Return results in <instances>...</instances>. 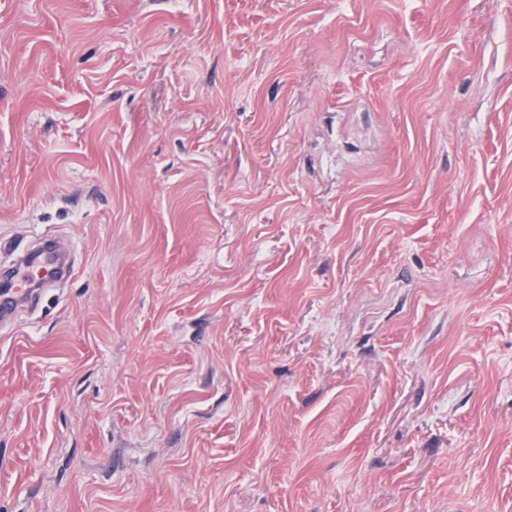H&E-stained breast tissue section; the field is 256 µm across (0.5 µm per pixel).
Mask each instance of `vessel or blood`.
Instances as JSON below:
<instances>
[{
  "instance_id": "1",
  "label": "vessel or blood",
  "mask_w": 512,
  "mask_h": 512,
  "mask_svg": "<svg viewBox=\"0 0 512 512\" xmlns=\"http://www.w3.org/2000/svg\"><path fill=\"white\" fill-rule=\"evenodd\" d=\"M70 253L67 241L45 236L39 239L33 252L14 263L10 290L0 295L1 329L13 324L19 309L35 306L43 289L71 277Z\"/></svg>"
}]
</instances>
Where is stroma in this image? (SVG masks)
Returning a JSON list of instances; mask_svg holds the SVG:
<instances>
[{"label":"stroma","instance_id":"1","mask_svg":"<svg viewBox=\"0 0 512 512\" xmlns=\"http://www.w3.org/2000/svg\"><path fill=\"white\" fill-rule=\"evenodd\" d=\"M0 512H512V0H0ZM35 248L14 263L10 293L0 295L1 331L13 324L19 309L33 308L42 291L70 278L73 273L72 263L67 262L72 249L67 241L45 236L39 239Z\"/></svg>","mask_w":512,"mask_h":512}]
</instances>
